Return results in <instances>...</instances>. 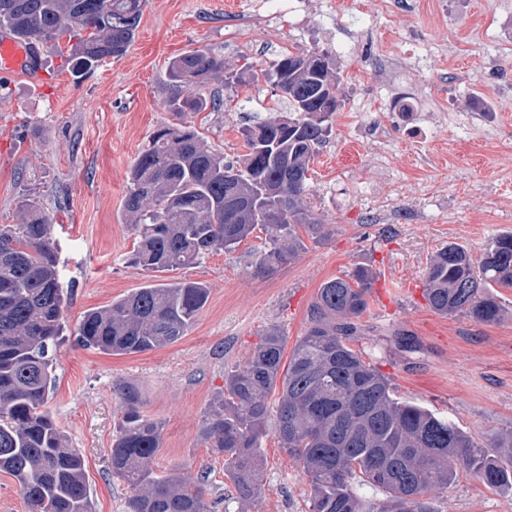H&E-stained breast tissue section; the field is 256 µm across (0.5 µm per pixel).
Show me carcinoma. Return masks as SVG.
<instances>
[{"label":"carcinoma","mask_w":512,"mask_h":512,"mask_svg":"<svg viewBox=\"0 0 512 512\" xmlns=\"http://www.w3.org/2000/svg\"><path fill=\"white\" fill-rule=\"evenodd\" d=\"M146 0H0V28L67 56L72 72L126 53ZM253 81L272 82L288 115L272 112L241 130L248 154L238 164L210 150L183 122L154 131L131 166L124 209L137 234L129 257L155 272L190 268L215 250H231L259 225L269 232L254 274L266 275L298 254L297 227L320 233L304 205L307 174L342 106L340 76L318 51L288 53ZM168 100L177 114L221 109L204 90L212 81L236 91L237 75L211 48L182 52L169 62ZM20 223L0 225V470L18 481L30 512H92L84 462L45 409L63 340L59 258L40 202L24 197ZM375 277L358 266L324 282L309 327L283 364L285 337L271 327L251 358L224 374V394L205 419L204 441L224 455V476L244 507L261 494L258 441L269 420L282 448L307 478L309 512H438L433 491L465 469L487 487L512 491V431L495 453L453 422L394 397L387 378L351 342L369 311ZM512 288V233L498 235L478 258L450 244L430 258L423 295L441 315L483 323L501 319L492 289ZM208 299L202 283L180 280L135 289L84 315L78 341L109 354H135L177 342ZM280 388L278 405L267 398ZM122 417L112 440V475L127 484V512H210L202 489L154 468L161 429L141 411L132 385L119 389ZM359 482L384 494L365 507Z\"/></svg>","instance_id":"cac0c4a2"}]
</instances>
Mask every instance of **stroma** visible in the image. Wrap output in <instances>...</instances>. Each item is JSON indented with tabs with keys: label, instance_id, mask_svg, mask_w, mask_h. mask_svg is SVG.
<instances>
[{
	"label": "stroma",
	"instance_id": "obj_1",
	"mask_svg": "<svg viewBox=\"0 0 512 512\" xmlns=\"http://www.w3.org/2000/svg\"><path fill=\"white\" fill-rule=\"evenodd\" d=\"M340 2L342 26L330 0H147L123 56L82 76L47 56L39 83L17 76L0 85V225L18 223L25 195L54 224L68 303L47 409L84 458L93 512H126L130 491L110 462L124 385L139 389L142 413L160 425L157 472L201 483L207 503L224 497V458L202 431L225 372L248 361L270 326L293 350L320 286L358 265L373 270L376 290L390 278L406 288L362 317L353 343L395 397L448 416L485 445L512 430V288L496 289L505 313L494 324L438 314L422 296L437 250L458 244L478 256L512 232V0ZM391 46L399 70L383 78L376 63ZM204 47L246 78L281 54L318 50L341 77L343 103L304 196L325 232L299 228L303 249L266 277L253 273L268 241L261 227L188 269L127 262L136 245L124 214L128 173L160 124L184 119L233 161L247 152L240 130L253 115L287 110L272 84L247 79L226 108L169 112L170 60ZM400 101L422 114L423 144L396 122ZM182 279L209 294L177 342L122 355L78 342L87 311ZM259 445L262 493L248 512H308V482L274 427ZM434 497L439 512H512V493L465 472Z\"/></svg>",
	"mask_w": 512,
	"mask_h": 512
}]
</instances>
